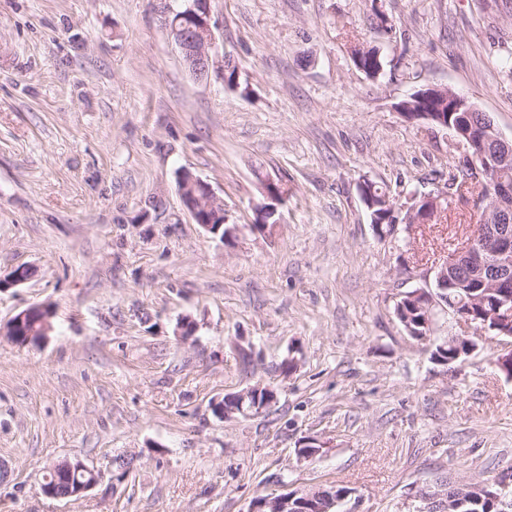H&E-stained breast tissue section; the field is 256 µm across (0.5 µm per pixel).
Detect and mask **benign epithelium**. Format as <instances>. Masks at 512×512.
Listing matches in <instances>:
<instances>
[{"label":"benign epithelium","mask_w":512,"mask_h":512,"mask_svg":"<svg viewBox=\"0 0 512 512\" xmlns=\"http://www.w3.org/2000/svg\"><path fill=\"white\" fill-rule=\"evenodd\" d=\"M156 11L163 30L169 41L177 48L182 60L192 76L199 81L213 78L224 80V72L229 64L225 57L216 51V35L211 23V9L203 6L199 0H156ZM416 111L405 112L407 118H425L433 125L446 131L448 138L458 140L467 147L460 157L467 168V181L479 185L480 193L472 197V207L481 217L474 235L448 255V261L436 271L434 289H415L407 292L396 303L401 308L406 299L421 296L431 307H438L451 319L464 322L480 332H494L498 336L512 338V279L508 277L512 265V216L503 209V205L512 198V182L491 175V172L506 169L512 165V140L502 137L489 119L471 124L466 129H452L443 116V112H474L476 106L463 96L447 89L436 88L430 95L414 97ZM457 171L448 174L447 189L421 196L406 216V229L415 224H429L436 213L443 209V203L453 195L458 179ZM179 189L185 206L195 223L213 235H221L227 241L232 238L233 229L219 233L226 220L214 223V218L224 215V201L218 197L211 186L197 176L188 182H179ZM450 288L464 289V295L452 299L447 295ZM495 303V310L482 320L474 310L487 301ZM34 307H28L8 322L6 336L17 344L30 343L25 320L32 314ZM454 349L448 362L473 349L472 342L460 336L446 338ZM70 473L91 471L82 460L69 458L58 461L51 472ZM99 480L93 474L89 482L75 486V489L62 491L54 486H43V492L51 497L68 498L80 496L94 488ZM422 506L414 507L413 512H444L447 501L440 495L423 492L418 494Z\"/></svg>","instance_id":"7a95c632"}]
</instances>
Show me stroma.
Here are the masks:
<instances>
[{
    "label": "stroma",
    "mask_w": 512,
    "mask_h": 512,
    "mask_svg": "<svg viewBox=\"0 0 512 512\" xmlns=\"http://www.w3.org/2000/svg\"><path fill=\"white\" fill-rule=\"evenodd\" d=\"M210 5L234 88L190 74L153 0H0V273L32 270L0 290V512H252L321 485L350 488L340 512H409L446 475L512 467V339L441 316L418 341L394 312L471 237V205L382 239L361 196L368 181L405 206L464 153L399 113L420 88L512 139V0ZM355 42L380 49L379 77ZM184 169L231 239L194 223ZM262 174L288 189L270 233ZM37 304L49 336L15 344L4 326ZM451 334L474 350L434 361ZM256 384L270 408L217 412ZM310 438L323 452L300 457ZM64 458L97 485L45 495ZM179 189L185 206L196 224L213 235H219V230L226 224L224 215V201L218 197L211 186L197 176H191L188 182L179 181ZM223 219L214 224V217ZM233 229H225L220 237L222 240L232 238Z\"/></svg>",
    "instance_id": "obj_1"
}]
</instances>
